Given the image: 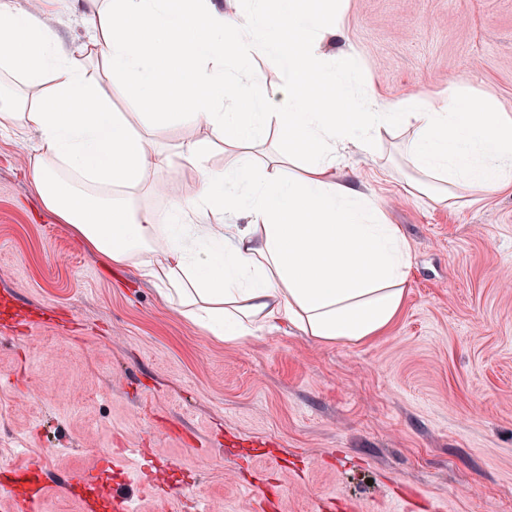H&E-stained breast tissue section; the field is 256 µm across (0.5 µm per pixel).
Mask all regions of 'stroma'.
<instances>
[{"label": "stroma", "mask_w": 512, "mask_h": 512, "mask_svg": "<svg viewBox=\"0 0 512 512\" xmlns=\"http://www.w3.org/2000/svg\"><path fill=\"white\" fill-rule=\"evenodd\" d=\"M33 13L91 43L92 0ZM324 44L361 56L387 99L456 81L512 114V0H342ZM383 134L347 174L411 252L381 336L322 344L288 325L236 344L182 315L137 266L114 268L44 207L0 129V475L42 459L47 512H87V470L138 512H512V188L442 208L405 191ZM188 166L155 172L184 196Z\"/></svg>", "instance_id": "stroma-1"}]
</instances>
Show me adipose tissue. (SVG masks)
Listing matches in <instances>:
<instances>
[{"mask_svg":"<svg viewBox=\"0 0 512 512\" xmlns=\"http://www.w3.org/2000/svg\"><path fill=\"white\" fill-rule=\"evenodd\" d=\"M208 2L99 0L104 64L147 107L137 134L91 79L86 46L58 44L21 0H0V85L20 86L0 93V127L37 133L27 164L50 213L112 267L137 264L214 336L238 342L283 321L329 344L381 334L402 307L410 251L345 179L349 158L406 127L411 196L494 193L512 186V114L453 85L395 102L369 84L354 94L360 57L323 52L343 31L336 0H240L231 16ZM262 54L279 85L253 70ZM174 125L222 135L223 168L209 166L205 139L160 150L159 129ZM273 136L304 157L300 172L256 162L251 147ZM176 165L195 171L186 194L161 211L139 205L142 189L162 191L151 173ZM253 66L262 75L263 81L267 87L276 86L281 82L282 73L274 57H256Z\"/></svg>","mask_w":512,"mask_h":512,"instance_id":"ef3b65f1","label":"adipose tissue"}]
</instances>
